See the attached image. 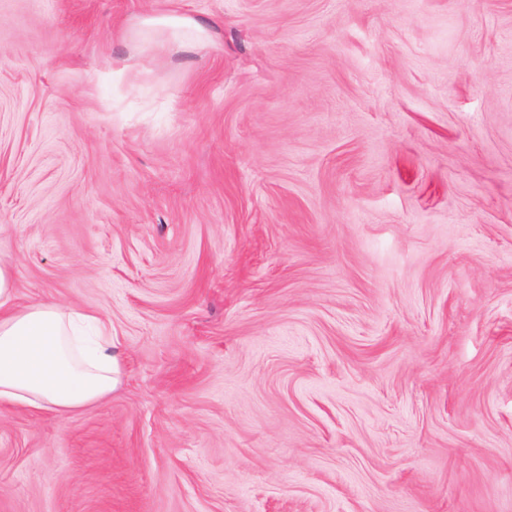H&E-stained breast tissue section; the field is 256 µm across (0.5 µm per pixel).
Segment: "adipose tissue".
<instances>
[{
  "label": "adipose tissue",
  "instance_id": "ef3b65f1",
  "mask_svg": "<svg viewBox=\"0 0 512 512\" xmlns=\"http://www.w3.org/2000/svg\"><path fill=\"white\" fill-rule=\"evenodd\" d=\"M112 324L52 303L17 307L0 265V408L65 417L112 393Z\"/></svg>",
  "mask_w": 512,
  "mask_h": 512
}]
</instances>
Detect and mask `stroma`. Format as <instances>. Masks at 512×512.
I'll list each match as a JSON object with an SVG mask.
<instances>
[{"label":"stroma","instance_id":"stroma-1","mask_svg":"<svg viewBox=\"0 0 512 512\" xmlns=\"http://www.w3.org/2000/svg\"><path fill=\"white\" fill-rule=\"evenodd\" d=\"M0 264L118 355L0 512H512V0H0ZM143 25L170 29L175 40H179L180 30L190 28L193 30L188 42H181L180 48L193 49L206 44L210 40V31L204 25L193 20L172 14L149 17L141 22Z\"/></svg>","mask_w":512,"mask_h":512}]
</instances>
